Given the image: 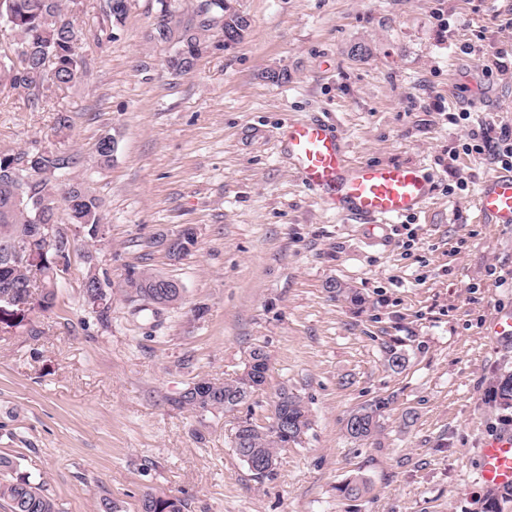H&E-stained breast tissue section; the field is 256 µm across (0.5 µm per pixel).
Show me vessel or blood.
Masks as SVG:
<instances>
[{
  "mask_svg": "<svg viewBox=\"0 0 512 512\" xmlns=\"http://www.w3.org/2000/svg\"><path fill=\"white\" fill-rule=\"evenodd\" d=\"M451 91L464 106L477 109L487 104V92L480 82L457 81ZM278 142L301 182L347 218L383 227L423 212L433 196L434 179L420 166L352 161L345 143L324 118L283 124ZM476 207L488 223L512 227V171L489 179ZM479 457L480 482L512 489V433L486 440Z\"/></svg>",
  "mask_w": 512,
  "mask_h": 512,
  "instance_id": "obj_1",
  "label": "vessel or blood"
}]
</instances>
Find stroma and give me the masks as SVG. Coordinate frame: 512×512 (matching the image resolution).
Returning <instances> with one entry per match:
<instances>
[{
    "mask_svg": "<svg viewBox=\"0 0 512 512\" xmlns=\"http://www.w3.org/2000/svg\"><path fill=\"white\" fill-rule=\"evenodd\" d=\"M101 5L68 6L86 31L76 83L36 109L0 87V155L74 153L69 177L102 217L93 241L58 206L71 250L53 306L0 331V456L59 512H101L106 498L140 512L149 493L185 512H512V490L477 479L482 440L512 432V408L490 393L512 371V339L488 334L512 312V229L476 210L499 165L461 149L479 124L512 127V73L487 70L512 55V0H236L244 38L181 76L165 68L171 45L150 38L157 0H130L111 40L97 37ZM469 76L493 107L449 123V88ZM313 115L354 160L428 169L426 212L373 232L325 207L276 146L282 123ZM106 134L117 149L103 165ZM187 227L194 246L170 260L165 240ZM91 268L112 296L104 316L83 297ZM143 269L184 289L158 321L123 297ZM257 348L269 370L248 404L205 416L174 405L199 378L239 377ZM391 348L404 369L388 366ZM284 385L312 427L259 481L231 438L242 420L268 423ZM375 401L381 432L351 439L347 417ZM354 478L368 490L344 497Z\"/></svg>",
    "mask_w": 512,
    "mask_h": 512,
    "instance_id": "1",
    "label": "stroma"
}]
</instances>
